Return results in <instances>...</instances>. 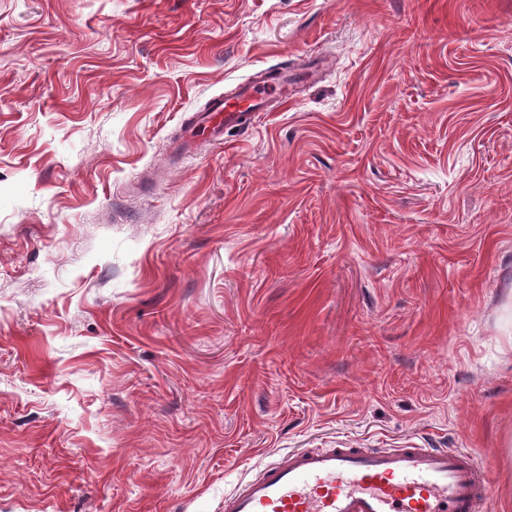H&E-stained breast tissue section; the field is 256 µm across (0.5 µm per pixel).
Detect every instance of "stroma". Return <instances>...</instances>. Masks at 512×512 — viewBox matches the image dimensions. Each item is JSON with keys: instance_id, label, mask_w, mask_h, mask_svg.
Segmentation results:
<instances>
[{"instance_id": "35a3bbf8", "label": "stroma", "mask_w": 512, "mask_h": 512, "mask_svg": "<svg viewBox=\"0 0 512 512\" xmlns=\"http://www.w3.org/2000/svg\"><path fill=\"white\" fill-rule=\"evenodd\" d=\"M509 309L512 0H0V512H221L409 441L512 512ZM274 102H288V74H267L239 83L232 94L214 98L206 112L195 115L187 133H207L212 138L223 127L248 128L256 112H271Z\"/></svg>"}]
</instances>
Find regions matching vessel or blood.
Segmentation results:
<instances>
[{"label": "vessel or blood", "mask_w": 512, "mask_h": 512, "mask_svg": "<svg viewBox=\"0 0 512 512\" xmlns=\"http://www.w3.org/2000/svg\"><path fill=\"white\" fill-rule=\"evenodd\" d=\"M288 100L277 73L239 83L195 115L188 133L249 127ZM481 465L462 448H296L224 495V512H476Z\"/></svg>", "instance_id": "1"}]
</instances>
